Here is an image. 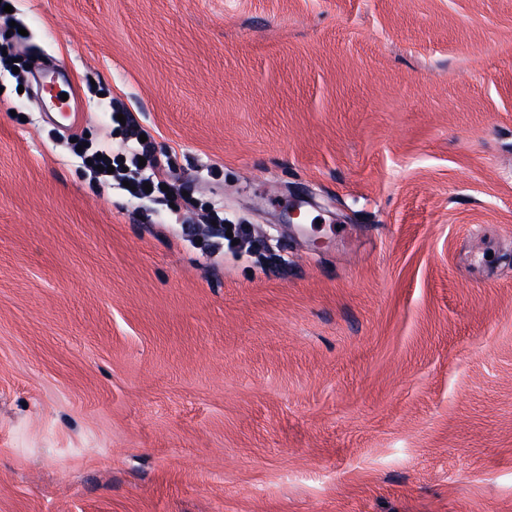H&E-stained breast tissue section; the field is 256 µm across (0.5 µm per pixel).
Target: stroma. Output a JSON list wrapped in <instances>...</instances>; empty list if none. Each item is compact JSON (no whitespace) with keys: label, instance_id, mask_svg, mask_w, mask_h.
I'll list each match as a JSON object with an SVG mask.
<instances>
[{"label":"stroma","instance_id":"obj_1","mask_svg":"<svg viewBox=\"0 0 512 512\" xmlns=\"http://www.w3.org/2000/svg\"><path fill=\"white\" fill-rule=\"evenodd\" d=\"M12 5L178 179L0 63V512H512V0ZM67 92L63 89H60V86L55 83V86L52 89V93H48L51 104L57 112L58 117L60 119V123L63 126H76L82 120L83 113L79 112L74 106L71 104V97L68 95L67 100L61 99V94ZM109 114L112 132L121 140L124 149V152L121 154L124 162L112 160V155L106 149L93 148L85 144L83 140H75V143H72V150L75 156L80 159L82 166L100 183L103 182L110 186L117 185L142 200H152L157 194L166 196L171 187L170 179L173 172L168 157L156 151L151 138L141 130L131 112L111 109ZM118 114L125 116V125H122L117 120ZM141 134L146 135L147 141L141 142L139 140ZM80 145H83V150L77 151ZM98 153H101L102 159H97ZM139 157L146 159L145 166H139ZM88 162H91V165H88ZM112 164L115 165L114 172L108 174L107 167L113 166ZM98 165L104 167L102 172L98 171ZM123 167H127L130 170L134 169L135 171L138 169L149 170L151 175L136 180L131 178L132 180L128 181L130 188H127L123 185V181L128 177L126 173L122 172ZM146 184L151 185V192H146ZM165 186H168L167 191L162 190V187ZM131 187H134V190H131Z\"/></svg>","mask_w":512,"mask_h":512}]
</instances>
